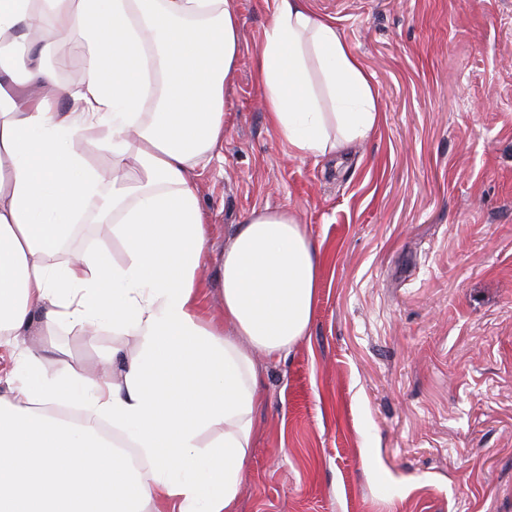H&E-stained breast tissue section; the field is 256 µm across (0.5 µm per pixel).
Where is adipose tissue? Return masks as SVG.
I'll use <instances>...</instances> for the list:
<instances>
[{
  "label": "adipose tissue",
  "instance_id": "1",
  "mask_svg": "<svg viewBox=\"0 0 512 512\" xmlns=\"http://www.w3.org/2000/svg\"><path fill=\"white\" fill-rule=\"evenodd\" d=\"M274 3L253 60L264 119L289 156L344 161L382 123L379 90L334 17ZM76 38L66 91L44 58ZM240 55L238 0H0V512H239L260 362L308 336L327 264L292 207L252 210L220 255L224 312L203 311L198 172ZM88 219L123 262L70 248ZM73 329L110 336L111 358L47 373ZM80 53H81L80 46L78 44H75V48L72 51L71 57L65 65L60 66L58 63V59L54 56H49L45 60V63L48 67L55 69V70L57 69L59 71L61 82L65 87H68V88L74 87L75 85H77L80 82V80L82 78V62H81ZM74 62H76L78 65L77 69L73 70V71H69L67 77L65 79H63L61 76V73L64 71V69L67 68V66L69 64L74 63ZM88 161L101 172L107 173L110 168V155L104 151L93 131H90L82 145Z\"/></svg>",
  "mask_w": 512,
  "mask_h": 512
}]
</instances>
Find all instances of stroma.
Masks as SVG:
<instances>
[{"mask_svg": "<svg viewBox=\"0 0 512 512\" xmlns=\"http://www.w3.org/2000/svg\"><path fill=\"white\" fill-rule=\"evenodd\" d=\"M384 120L343 164L290 157L257 103L273 0H238L214 247L292 206L331 260L309 336L264 364L242 512H512V0H313Z\"/></svg>", "mask_w": 512, "mask_h": 512, "instance_id": "obj_1", "label": "stroma"}]
</instances>
